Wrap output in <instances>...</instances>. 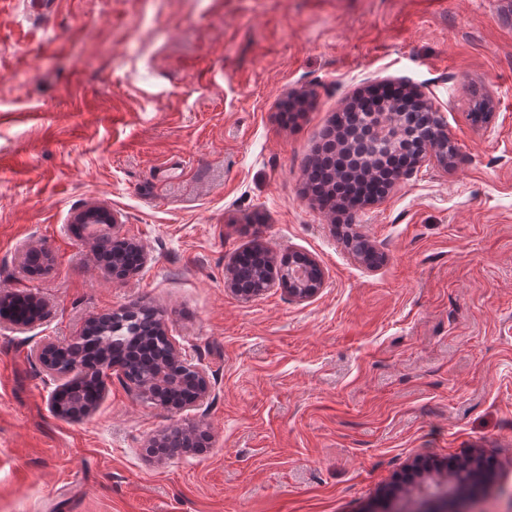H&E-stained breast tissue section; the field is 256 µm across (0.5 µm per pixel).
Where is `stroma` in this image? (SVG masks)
I'll return each mask as SVG.
<instances>
[{
	"instance_id": "obj_1",
	"label": "stroma",
	"mask_w": 512,
	"mask_h": 512,
	"mask_svg": "<svg viewBox=\"0 0 512 512\" xmlns=\"http://www.w3.org/2000/svg\"><path fill=\"white\" fill-rule=\"evenodd\" d=\"M399 80L457 157L322 210L302 168L325 128ZM292 92L307 101L286 123ZM93 203L121 217L100 234L145 251L127 278L70 221ZM255 242L315 258L323 288L235 295ZM29 247L52 255L35 278ZM30 293L42 324L0 316V512H411L392 488L416 460L475 450L493 465L481 512H512V0H0V297ZM136 303L210 397L169 411L115 377L88 419L59 417L37 350ZM175 424L206 449L154 456ZM28 303L27 312L19 318L10 317V322L17 327L30 328L39 325L45 320V305L36 295L29 294L26 297Z\"/></svg>"
}]
</instances>
